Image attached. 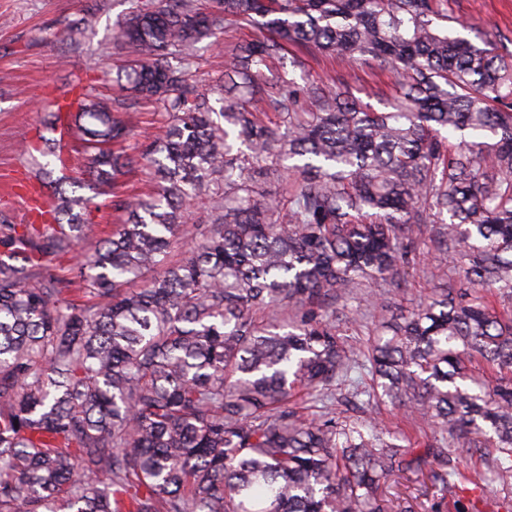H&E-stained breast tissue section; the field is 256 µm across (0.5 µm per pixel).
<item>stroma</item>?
Here are the masks:
<instances>
[{"label": "stroma", "mask_w": 512, "mask_h": 512, "mask_svg": "<svg viewBox=\"0 0 512 512\" xmlns=\"http://www.w3.org/2000/svg\"><path fill=\"white\" fill-rule=\"evenodd\" d=\"M133 0H0V187L30 176L33 162L26 145L47 134L44 117L51 100L69 95L75 85L95 93H112L101 79L103 66L120 65L124 54L114 43L119 22ZM97 21L85 26L87 11ZM448 12L466 25L470 41L490 36L512 38V0H449ZM295 70L298 83L322 82L349 91L379 112L391 94L393 76L368 66H351L334 57L301 53ZM437 225L414 242V262L406 267L402 287L375 286L383 304L412 307L428 295L458 285L457 269L435 244ZM444 277L430 279L433 267ZM389 493L409 501L414 512H434L437 496L431 483L395 475L386 482Z\"/></svg>", "instance_id": "obj_1"}]
</instances>
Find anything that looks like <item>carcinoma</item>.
Listing matches in <instances>:
<instances>
[{"instance_id": "1", "label": "carcinoma", "mask_w": 512, "mask_h": 512, "mask_svg": "<svg viewBox=\"0 0 512 512\" xmlns=\"http://www.w3.org/2000/svg\"><path fill=\"white\" fill-rule=\"evenodd\" d=\"M259 22L225 52L234 95L201 89L197 44ZM114 41L127 97L81 87L49 113L88 180L42 164L52 220L0 219V512H412L382 492L395 472L478 512L458 483L512 486V51L455 35L448 0H162ZM290 46L391 69L396 94L376 112L290 71L259 83ZM141 103L167 130L135 155ZM62 151L38 148L64 169ZM135 163L154 192L114 199L126 220L79 252ZM271 176L289 190L265 193ZM196 200L208 219L188 227ZM426 224L459 291L380 316L354 350L336 303L398 282ZM338 386L439 438L347 417ZM301 394L316 415L288 406Z\"/></svg>"}]
</instances>
